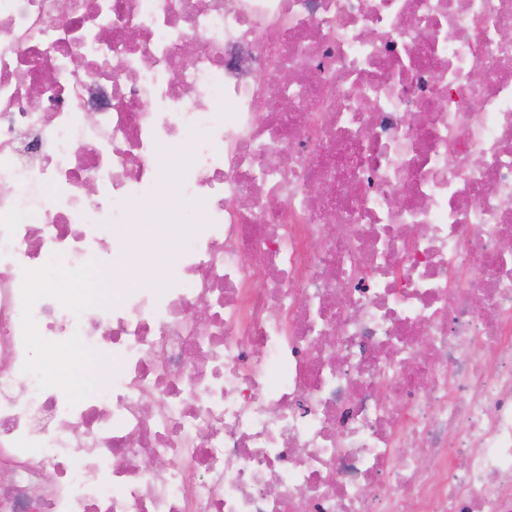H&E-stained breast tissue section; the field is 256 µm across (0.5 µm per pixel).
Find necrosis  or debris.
Segmentation results:
<instances>
[{"label": "necrosis or debris", "mask_w": 512, "mask_h": 512, "mask_svg": "<svg viewBox=\"0 0 512 512\" xmlns=\"http://www.w3.org/2000/svg\"><path fill=\"white\" fill-rule=\"evenodd\" d=\"M507 29L512 0H0V512H512ZM196 130L174 284L33 308L121 363L69 404L23 370L22 271L125 275V207Z\"/></svg>", "instance_id": "1"}]
</instances>
